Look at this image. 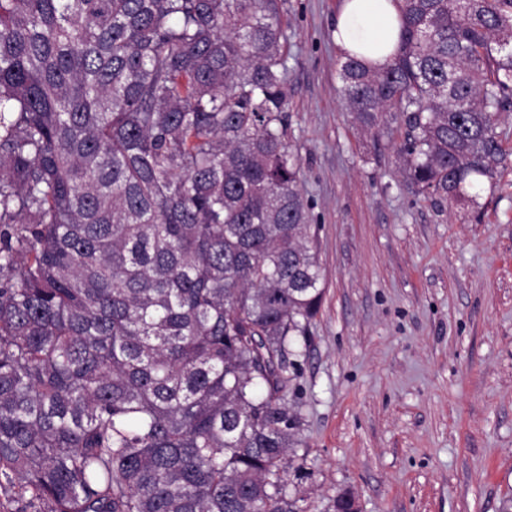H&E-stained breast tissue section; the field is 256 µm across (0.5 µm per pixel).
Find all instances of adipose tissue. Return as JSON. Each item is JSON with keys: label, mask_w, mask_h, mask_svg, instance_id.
<instances>
[{"label": "adipose tissue", "mask_w": 512, "mask_h": 512, "mask_svg": "<svg viewBox=\"0 0 512 512\" xmlns=\"http://www.w3.org/2000/svg\"><path fill=\"white\" fill-rule=\"evenodd\" d=\"M398 17V0H342L333 29L336 45L380 67L395 49Z\"/></svg>", "instance_id": "1"}]
</instances>
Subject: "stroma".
Listing matches in <instances>:
<instances>
[{"label": "stroma", "instance_id": "obj_1", "mask_svg": "<svg viewBox=\"0 0 512 512\" xmlns=\"http://www.w3.org/2000/svg\"><path fill=\"white\" fill-rule=\"evenodd\" d=\"M340 0H288L290 132L325 275L287 399L303 512H502L512 498V115L471 202L404 182L354 125L331 29Z\"/></svg>", "mask_w": 512, "mask_h": 512}]
</instances>
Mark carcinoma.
<instances>
[{
    "instance_id": "1",
    "label": "carcinoma",
    "mask_w": 512,
    "mask_h": 512,
    "mask_svg": "<svg viewBox=\"0 0 512 512\" xmlns=\"http://www.w3.org/2000/svg\"><path fill=\"white\" fill-rule=\"evenodd\" d=\"M338 60L418 196L505 155L512 0H400ZM286 0H0V496L23 512H302L287 348L324 288Z\"/></svg>"
}]
</instances>
